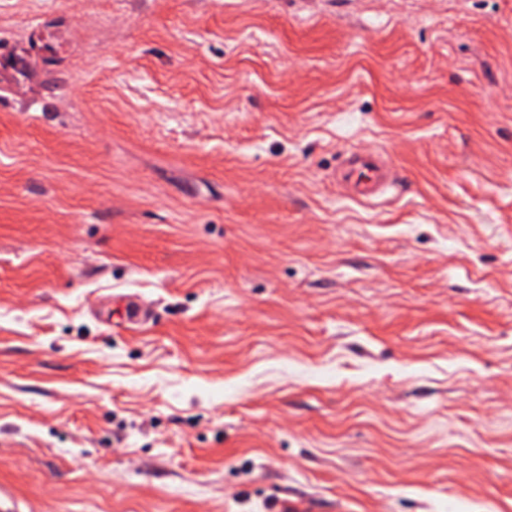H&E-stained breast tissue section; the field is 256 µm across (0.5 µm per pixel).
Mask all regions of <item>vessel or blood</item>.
<instances>
[{"instance_id": "vessel-or-blood-1", "label": "vessel or blood", "mask_w": 512, "mask_h": 512, "mask_svg": "<svg viewBox=\"0 0 512 512\" xmlns=\"http://www.w3.org/2000/svg\"><path fill=\"white\" fill-rule=\"evenodd\" d=\"M336 176L350 189L353 198L370 202L381 197L393 182L394 170L381 154L351 150L339 156Z\"/></svg>"}]
</instances>
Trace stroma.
Masks as SVG:
<instances>
[{
    "label": "stroma",
    "mask_w": 512,
    "mask_h": 512,
    "mask_svg": "<svg viewBox=\"0 0 512 512\" xmlns=\"http://www.w3.org/2000/svg\"><path fill=\"white\" fill-rule=\"evenodd\" d=\"M0 53L22 512H512V0H0ZM394 176L389 162L370 150L342 153L336 165V178L350 189L353 198L364 202L381 197Z\"/></svg>",
    "instance_id": "1"
}]
</instances>
